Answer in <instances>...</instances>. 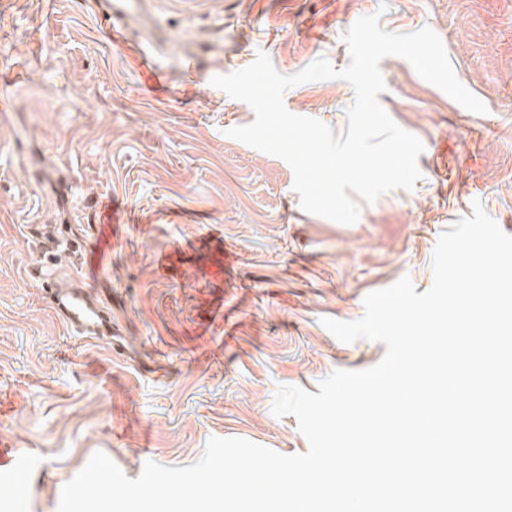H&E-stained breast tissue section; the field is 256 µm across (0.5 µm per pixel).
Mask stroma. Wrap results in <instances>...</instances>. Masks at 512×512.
I'll use <instances>...</instances> for the list:
<instances>
[{
  "label": "stroma",
  "mask_w": 512,
  "mask_h": 512,
  "mask_svg": "<svg viewBox=\"0 0 512 512\" xmlns=\"http://www.w3.org/2000/svg\"><path fill=\"white\" fill-rule=\"evenodd\" d=\"M129 38L157 92L98 19L100 0H0V512H58L98 451L129 478L146 461L197 462L210 437L306 452L280 387L316 392L334 370L377 364L384 344L337 340L366 294L433 283L442 231L480 201L512 234V0H140ZM386 30L431 27L472 113L399 57L379 99L425 150L412 190L344 225L302 210L280 158L228 137L255 118L211 85L265 51L298 72L344 68V33L380 4ZM343 80L303 84L286 108L346 130ZM53 261L112 317L74 336L31 266ZM27 481L15 498L14 478Z\"/></svg>",
  "instance_id": "obj_1"
}]
</instances>
